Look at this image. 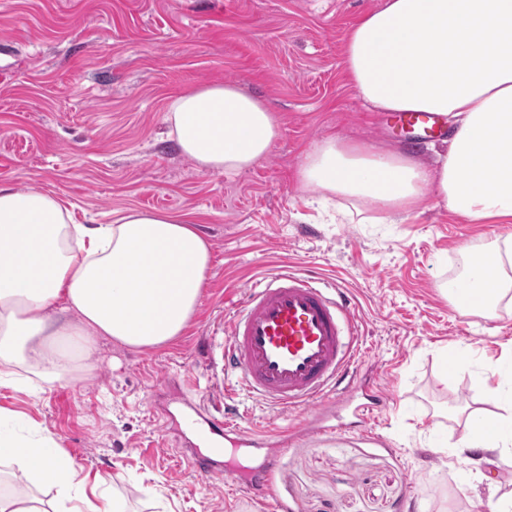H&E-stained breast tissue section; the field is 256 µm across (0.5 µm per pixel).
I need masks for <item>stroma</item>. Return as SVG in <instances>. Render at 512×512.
<instances>
[{"label": "stroma", "mask_w": 512, "mask_h": 512, "mask_svg": "<svg viewBox=\"0 0 512 512\" xmlns=\"http://www.w3.org/2000/svg\"><path fill=\"white\" fill-rule=\"evenodd\" d=\"M382 0H0V186L73 203L77 220L129 210L186 216L212 246L209 284L190 326L143 352L102 346L92 375L57 383L20 371L0 387V419L40 436L99 484L117 512H491L487 482L512 492V458L477 466L455 453L484 399V362L512 353V302L494 316L455 308L441 287L471 255L512 240V224H470L441 208L393 224L332 218L294 178L329 136L367 149H414L388 113L368 108L344 65V36ZM237 84L274 112L280 135L251 168L198 171L168 134L183 91ZM348 290L364 333L358 386L384 405L359 430L303 433L311 414H277L231 397L258 436L263 468L279 434L277 501L244 497L223 477L197 479L181 455L184 381L199 395L223 380L224 300L282 267ZM466 350L449 374L441 353Z\"/></svg>", "instance_id": "1"}]
</instances>
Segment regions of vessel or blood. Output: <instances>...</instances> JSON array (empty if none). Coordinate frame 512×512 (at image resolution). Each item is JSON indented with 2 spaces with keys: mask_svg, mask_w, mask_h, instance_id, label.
<instances>
[{
  "mask_svg": "<svg viewBox=\"0 0 512 512\" xmlns=\"http://www.w3.org/2000/svg\"><path fill=\"white\" fill-rule=\"evenodd\" d=\"M398 119L429 138L444 134L439 116L432 113L406 112ZM228 315L224 370L234 373L256 399L278 411H315L317 419L307 426V433H332L323 414L333 405L335 393L351 400L358 392L353 364L361 349V329L347 291L284 267L251 287L241 302L229 308ZM187 406L191 414L185 423L203 444L189 463L199 478L206 479L215 472L209 457L222 454L227 437L249 443L254 432L242 427L237 414L223 403L193 399ZM224 481L249 491L261 489L268 498L275 495L270 468L245 479L228 467Z\"/></svg>",
  "mask_w": 512,
  "mask_h": 512,
  "instance_id": "b4317fda",
  "label": "vessel or blood"
}]
</instances>
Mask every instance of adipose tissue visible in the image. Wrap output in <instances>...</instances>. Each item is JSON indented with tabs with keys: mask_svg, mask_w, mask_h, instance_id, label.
Wrapping results in <instances>:
<instances>
[{
	"mask_svg": "<svg viewBox=\"0 0 512 512\" xmlns=\"http://www.w3.org/2000/svg\"><path fill=\"white\" fill-rule=\"evenodd\" d=\"M344 64L369 107L435 113L454 130L431 167L408 152L317 142L297 179L321 190L319 205L368 207L369 224L431 202L471 224L512 223V0H384L348 30ZM166 121L203 172L248 169L280 134L271 110L232 84L179 94ZM211 268L209 241L182 216L133 210L91 226L55 194L0 187V386L19 367L51 380L90 374L105 341L136 351L167 345L193 319ZM464 283L462 307L493 314L512 292V256L486 250ZM507 373L512 363L490 365L485 392L498 410L472 418L463 451L512 453ZM2 459L54 495L0 494V512H102L72 459L47 440L0 432Z\"/></svg>",
	"mask_w": 512,
	"mask_h": 512,
	"instance_id": "ef3b65f1",
	"label": "adipose tissue"
}]
</instances>
